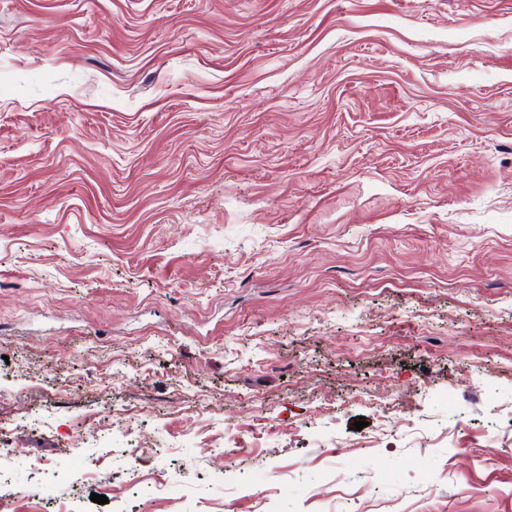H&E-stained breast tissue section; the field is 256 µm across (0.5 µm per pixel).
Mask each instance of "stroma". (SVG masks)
Wrapping results in <instances>:
<instances>
[{
  "label": "stroma",
  "instance_id": "stroma-1",
  "mask_svg": "<svg viewBox=\"0 0 512 512\" xmlns=\"http://www.w3.org/2000/svg\"><path fill=\"white\" fill-rule=\"evenodd\" d=\"M0 446V512H512V0H0Z\"/></svg>",
  "mask_w": 512,
  "mask_h": 512
}]
</instances>
